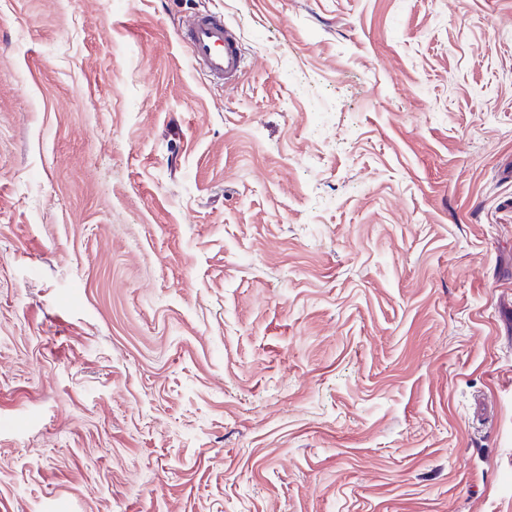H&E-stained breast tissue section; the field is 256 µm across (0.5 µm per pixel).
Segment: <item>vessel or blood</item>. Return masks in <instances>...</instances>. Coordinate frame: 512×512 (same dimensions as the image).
I'll return each instance as SVG.
<instances>
[{
	"label": "vessel or blood",
	"mask_w": 512,
	"mask_h": 512,
	"mask_svg": "<svg viewBox=\"0 0 512 512\" xmlns=\"http://www.w3.org/2000/svg\"><path fill=\"white\" fill-rule=\"evenodd\" d=\"M178 39L187 45L194 63L215 82H235L242 73V50L223 14L200 12L182 22Z\"/></svg>",
	"instance_id": "b4317fda"
}]
</instances>
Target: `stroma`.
<instances>
[{"label": "stroma", "instance_id": "stroma-1", "mask_svg": "<svg viewBox=\"0 0 512 512\" xmlns=\"http://www.w3.org/2000/svg\"><path fill=\"white\" fill-rule=\"evenodd\" d=\"M511 168L512 0H0V512H512ZM194 63L215 82H235L242 73V50L234 30L215 12L195 13L176 30Z\"/></svg>", "mask_w": 512, "mask_h": 512}]
</instances>
